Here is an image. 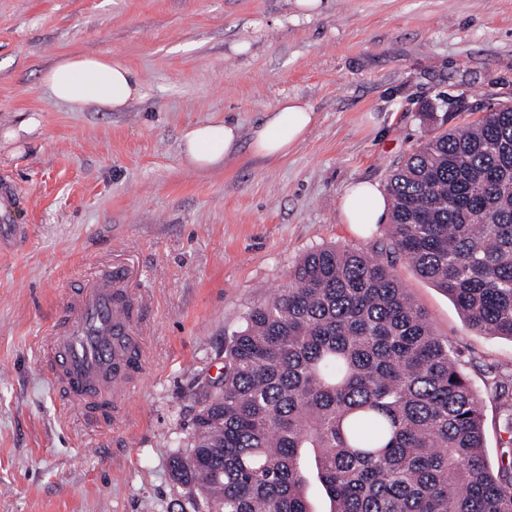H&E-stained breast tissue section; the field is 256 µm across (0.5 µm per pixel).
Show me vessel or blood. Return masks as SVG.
I'll list each match as a JSON object with an SVG mask.
<instances>
[{
	"instance_id": "1",
	"label": "vessel or blood",
	"mask_w": 512,
	"mask_h": 512,
	"mask_svg": "<svg viewBox=\"0 0 512 512\" xmlns=\"http://www.w3.org/2000/svg\"><path fill=\"white\" fill-rule=\"evenodd\" d=\"M19 199L15 182L0 179L1 244L21 233L14 222ZM125 283L122 267H107L92 285L72 289L53 325L47 351L50 375L64 399L91 417L110 414L113 400L131 389L141 368L138 308Z\"/></svg>"
}]
</instances>
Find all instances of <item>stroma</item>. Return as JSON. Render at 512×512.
I'll list each match as a JSON object with an SVG mask.
<instances>
[{"instance_id":"35a3bbf8","label":"stroma","mask_w":512,"mask_h":512,"mask_svg":"<svg viewBox=\"0 0 512 512\" xmlns=\"http://www.w3.org/2000/svg\"><path fill=\"white\" fill-rule=\"evenodd\" d=\"M78 54L135 71L125 111L48 97L42 70ZM287 96L312 106L313 126L287 157L254 156L251 128ZM510 100L512 0H322L309 18L295 0H0V128L41 122L0 147L24 226L0 251V512H173L169 459L232 331L310 250L384 240L385 225L344 223L346 188L385 187L421 142ZM214 118L239 126L238 150L193 170L181 134ZM112 265L141 301L144 365L91 427L43 355L68 288ZM396 268L460 350L497 464L506 409L486 371L512 367V341L480 335L439 288Z\"/></svg>"}]
</instances>
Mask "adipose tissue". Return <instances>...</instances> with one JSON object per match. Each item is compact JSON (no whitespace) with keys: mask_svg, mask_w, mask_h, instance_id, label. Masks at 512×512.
Here are the masks:
<instances>
[{"mask_svg":"<svg viewBox=\"0 0 512 512\" xmlns=\"http://www.w3.org/2000/svg\"><path fill=\"white\" fill-rule=\"evenodd\" d=\"M41 84L51 99L73 112L91 108L121 112L140 92L131 68L109 55L63 57L43 72ZM314 122L308 104L297 97L285 98L252 128L251 151L267 159L285 157ZM240 138L236 125L220 119L200 122L183 130L181 156L188 167L217 168L236 152ZM340 208L345 223L379 224L385 218L387 199L378 186L359 182L346 188Z\"/></svg>","mask_w":512,"mask_h":512,"instance_id":"obj_1","label":"adipose tissue"}]
</instances>
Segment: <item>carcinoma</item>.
Wrapping results in <instances>:
<instances>
[{"label": "carcinoma", "instance_id": "cac0c4a2", "mask_svg": "<svg viewBox=\"0 0 512 512\" xmlns=\"http://www.w3.org/2000/svg\"><path fill=\"white\" fill-rule=\"evenodd\" d=\"M386 192V242L307 252L232 335L170 460L180 512H312L308 451L329 512H512V416L494 471L459 351L393 263L512 340V104L421 143ZM488 386L512 398V374Z\"/></svg>", "mask_w": 512, "mask_h": 512}]
</instances>
